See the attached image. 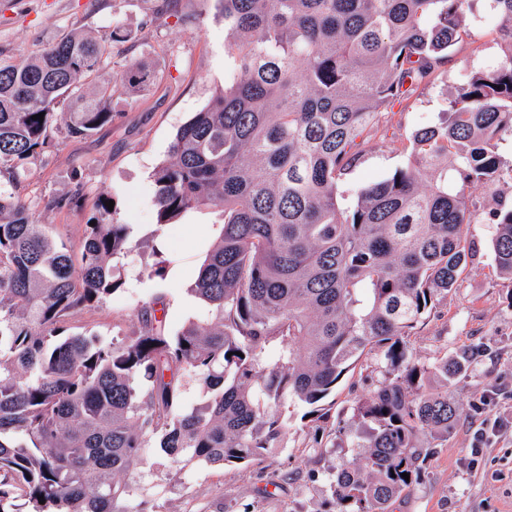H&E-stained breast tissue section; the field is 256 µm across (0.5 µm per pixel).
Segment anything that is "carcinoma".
<instances>
[{"label": "carcinoma", "instance_id": "cac0c4a2", "mask_svg": "<svg viewBox=\"0 0 512 512\" xmlns=\"http://www.w3.org/2000/svg\"><path fill=\"white\" fill-rule=\"evenodd\" d=\"M220 2L234 70L154 173L157 224L199 207L223 217L193 288L208 313L174 336L154 304L120 340L68 333L120 289L131 225L100 198L76 257L19 193L56 135L112 123L108 45L66 35L21 65L0 60L12 187L0 191V512H156L136 496L143 449H161L176 476L258 465L285 447L290 405L319 415L373 352L384 380L337 427L361 454L331 483L336 512H391L448 441V391L469 359L421 363L407 338L458 287L474 225H494L495 268L512 281V204L468 206L471 189L512 181L499 154L512 133V0ZM480 6L498 19L500 63L466 74L445 120L413 134L409 162L342 208L338 182L370 131L431 81ZM154 78L138 61L125 72L133 89ZM193 378L208 397L189 406Z\"/></svg>", "mask_w": 512, "mask_h": 512}]
</instances>
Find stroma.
I'll return each mask as SVG.
<instances>
[{"label": "stroma", "mask_w": 512, "mask_h": 512, "mask_svg": "<svg viewBox=\"0 0 512 512\" xmlns=\"http://www.w3.org/2000/svg\"><path fill=\"white\" fill-rule=\"evenodd\" d=\"M471 33L452 50L433 83L420 86L389 110L387 133L373 138L339 183L340 204L352 208L358 190L407 164L409 140L438 124L448 99L472 70L497 64L502 50L497 21L487 13L470 19ZM72 32L108 43L102 73L112 82V123L85 139L59 137L27 166L22 186L38 223L71 254H80L85 226L101 196H111L119 223L132 227V246L117 265L123 286L85 311L81 330L102 338L131 335L135 310L155 300L157 316L174 335L199 319L206 306L193 291L199 268L221 233L217 212L201 207L176 223L158 225L153 174L177 130L211 104L232 67L220 0H0V59L22 63ZM156 74L141 89L125 81L129 60ZM80 192L78 206L49 202ZM493 227H475L478 255L459 287L411 336L416 359L481 350L475 367L452 394L460 414L437 450L426 476L398 498L392 512H512V283L498 277L491 248ZM164 274L149 276L156 263ZM377 371L346 375L329 417L347 420L355 401L382 381ZM321 447H313V440ZM346 438L328 431L289 430L287 447L247 468H206L173 478L169 458L145 451L136 481L157 512H333L329 483L357 457Z\"/></svg>", "instance_id": "35a3bbf8"}]
</instances>
